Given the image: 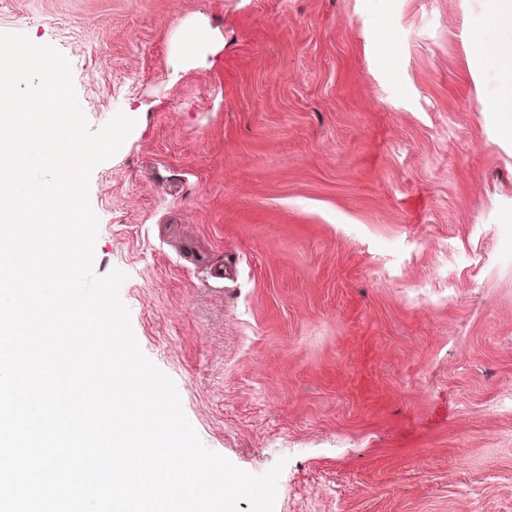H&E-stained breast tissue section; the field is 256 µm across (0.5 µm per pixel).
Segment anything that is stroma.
I'll list each match as a JSON object with an SVG mask.
<instances>
[{"label":"stroma","instance_id":"1","mask_svg":"<svg viewBox=\"0 0 512 512\" xmlns=\"http://www.w3.org/2000/svg\"><path fill=\"white\" fill-rule=\"evenodd\" d=\"M221 49L169 83L172 37ZM71 63L94 271L274 512H512V139L486 0H0ZM479 64L494 67L501 71L505 83L504 92L491 102V110L499 113L501 132L504 136L512 137V46L499 48L497 46L483 47L477 57Z\"/></svg>","mask_w":512,"mask_h":512}]
</instances>
